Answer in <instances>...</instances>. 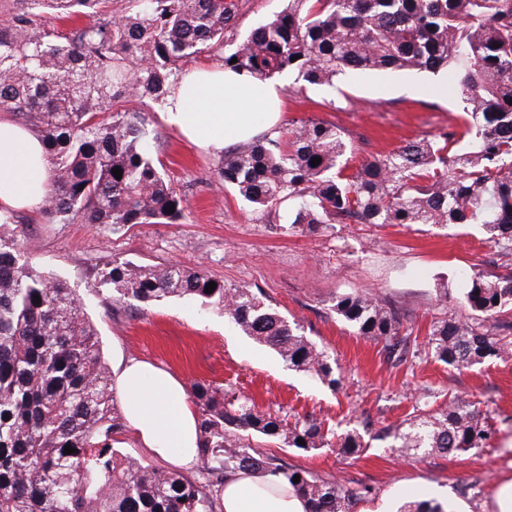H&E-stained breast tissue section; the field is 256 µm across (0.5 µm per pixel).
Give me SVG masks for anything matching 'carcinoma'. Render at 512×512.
Instances as JSON below:
<instances>
[{"mask_svg":"<svg viewBox=\"0 0 512 512\" xmlns=\"http://www.w3.org/2000/svg\"><path fill=\"white\" fill-rule=\"evenodd\" d=\"M109 2L14 0L0 25V111L40 133L52 164L42 209L49 222L79 220L117 233L185 218L184 199L150 149L158 132L141 112L112 111L119 98L165 104L184 61L216 56L259 79L286 72L301 89L355 72H446L460 91L459 121L430 139H411L346 175V134L300 119L224 153L217 182L255 212L288 211V224L306 233L334 224H479L497 252L512 257V0H288L287 9L233 42L227 38L238 0H125L119 15ZM43 10L80 25L64 37L37 31ZM315 157L321 162L314 167ZM211 281L179 266L117 261L100 274L101 285L126 301L177 297L219 306L288 368L340 385L330 355L262 293L219 281L208 294ZM463 302L467 316L445 313L433 322L427 353L456 370L511 357L499 318L512 311V275L472 277ZM333 308L357 335L389 342L396 361L421 356L401 316L378 299L338 293ZM111 385L75 289L34 271L13 217L0 216V512H224V477L241 470L281 478L309 504L307 512H354L372 495L369 486L348 488L257 445L276 440L304 452L335 446L349 457L367 448L359 433L339 434L312 416L290 422L215 382L190 389L202 477L146 465L113 448L126 421ZM438 398L424 390L406 426L386 434L424 455L483 447L491 429L476 403L451 396L436 409ZM67 445L75 452L65 453ZM399 512L446 510L422 500Z\"/></svg>","mask_w":512,"mask_h":512,"instance_id":"1","label":"carcinoma"}]
</instances>
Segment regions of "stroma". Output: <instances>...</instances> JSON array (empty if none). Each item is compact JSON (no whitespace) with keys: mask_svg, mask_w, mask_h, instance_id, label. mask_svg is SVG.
Instances as JSON below:
<instances>
[{"mask_svg":"<svg viewBox=\"0 0 512 512\" xmlns=\"http://www.w3.org/2000/svg\"><path fill=\"white\" fill-rule=\"evenodd\" d=\"M457 92L446 74L361 72L332 86L285 88L279 123L315 117L349 133L355 149L349 169L414 138L455 124ZM118 112H144L162 134L157 157L187 204L179 224H146L120 233L96 224L46 222L41 212L14 211L18 240L33 268L64 278L88 312L108 366L137 358L158 365L184 385L207 380L232 385L259 409L311 415L359 432L369 446L346 458L324 448L312 453L263 443L268 453L340 483L373 487L356 512H396L405 496L427 497L450 512H500L497 493L512 483V358L490 359L461 371L430 358L414 364L390 359L385 344L357 336L331 309L339 292L376 295L397 310L414 336L443 310L463 314L459 302L471 274L512 273L498 259L482 227L428 224H341L317 234L289 229L249 211L232 191L219 188L217 153L185 139L156 105L120 100ZM118 260L173 264L204 271L226 285L260 292L337 363L342 378L331 390L309 374L289 370L215 307L170 298L150 305L113 298L98 274ZM448 291L447 307L438 303ZM477 401L493 430L485 447L457 457L410 454L394 447L385 428L399 425L425 389ZM479 481L480 495L463 493Z\"/></svg>","mask_w":512,"mask_h":512,"instance_id":"stroma-1","label":"stroma"}]
</instances>
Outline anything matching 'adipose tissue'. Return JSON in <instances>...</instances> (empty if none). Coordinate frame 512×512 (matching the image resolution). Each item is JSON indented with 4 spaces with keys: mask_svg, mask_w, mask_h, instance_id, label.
<instances>
[{
    "mask_svg": "<svg viewBox=\"0 0 512 512\" xmlns=\"http://www.w3.org/2000/svg\"><path fill=\"white\" fill-rule=\"evenodd\" d=\"M283 80L258 79L210 62L184 72L167 98L166 122L192 143L217 152L273 130ZM51 164L41 139L0 119V210L44 207ZM112 390L142 447L192 467L200 462L197 413L172 373L136 359L112 369ZM224 512H306L278 477L238 472L224 483Z\"/></svg>",
    "mask_w": 512,
    "mask_h": 512,
    "instance_id": "adipose-tissue-1",
    "label": "adipose tissue"
}]
</instances>
